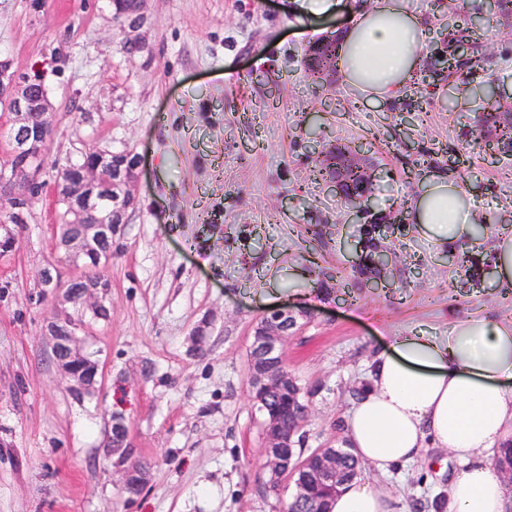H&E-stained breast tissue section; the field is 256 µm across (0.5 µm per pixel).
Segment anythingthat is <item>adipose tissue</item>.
Listing matches in <instances>:
<instances>
[{"mask_svg": "<svg viewBox=\"0 0 512 512\" xmlns=\"http://www.w3.org/2000/svg\"><path fill=\"white\" fill-rule=\"evenodd\" d=\"M429 39L408 0H374L356 8L342 34L339 69L364 100L383 103L405 88ZM410 216L434 245L474 244L477 214L457 180L427 179ZM344 436L362 466L381 472L413 462L429 445L451 452L460 467L444 512H505L488 456L512 443V321L467 317L444 337L422 329L391 337L369 364ZM394 503L390 491L359 477L335 497L332 512H396Z\"/></svg>", "mask_w": 512, "mask_h": 512, "instance_id": "obj_1", "label": "adipose tissue"}]
</instances>
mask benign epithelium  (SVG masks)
I'll list each match as a JSON object with an SVG mask.
<instances>
[{"label": "benign epithelium", "instance_id": "7a95c632", "mask_svg": "<svg viewBox=\"0 0 512 512\" xmlns=\"http://www.w3.org/2000/svg\"><path fill=\"white\" fill-rule=\"evenodd\" d=\"M336 36H325L315 41L306 58L312 68L324 65V51ZM0 95L5 109L13 115L9 157L22 160V172L13 175L9 183L12 201L30 203L33 192L44 174V146L47 132L30 123L31 114H50L54 107L50 98L36 90V79L20 77L10 66H0ZM140 158L134 152L125 154L122 161L112 164V154L102 153L96 168L74 169L67 177L57 180L56 192L65 199L72 223L83 228L75 240L65 239L58 247L84 258L92 253L99 242L112 237L118 228L100 220L88 223L95 209V202L102 195H111L115 210L127 211L134 206L130 186L139 175ZM109 169L112 178L103 180L100 169ZM340 197L357 199L352 184L346 180L343 169L335 168L328 176ZM109 295L105 279L95 282L81 281L80 300L92 308L102 310ZM83 322L70 314L59 311L48 324L47 332L53 339L54 361L64 370L74 395L82 396L96 382L97 363L83 355L77 345V332ZM301 328L299 313L284 306L267 311L253 326L252 342L247 358V377L252 401L264 411L265 457L262 468L268 475V487L277 488L284 480L294 484L295 493L290 501V512H304L306 502L318 496L322 512H331L330 501L340 487L351 480L341 466L344 451L340 448H318L303 458L297 451L303 440V426L307 408L301 402L302 388L288 368L284 346L288 337ZM133 448L129 441L128 426L119 415L112 416L104 457L119 467L122 492L129 501L137 498L148 479L140 464L128 460Z\"/></svg>", "mask_w": 512, "mask_h": 512}]
</instances>
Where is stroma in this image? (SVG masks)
<instances>
[{
	"label": "stroma",
	"instance_id": "stroma-1",
	"mask_svg": "<svg viewBox=\"0 0 512 512\" xmlns=\"http://www.w3.org/2000/svg\"><path fill=\"white\" fill-rule=\"evenodd\" d=\"M349 0L301 14L294 0H145L130 27L112 0H0V59L39 71L55 106L42 193L0 256V512H282L292 485L266 488L263 417L247 379L250 333L281 304L306 319L285 346L305 392L306 448L336 447L373 355L414 329L444 336L457 319H512L487 277L495 232L512 230V155L478 136L481 99L469 55H448L457 21L437 0H409L433 32L409 89L375 105L342 74L312 83L318 37L347 30ZM361 145L381 177L371 218L385 222L422 179L460 180L490 227L470 247L477 273L417 229L386 239L382 278L361 272L364 220L315 177L311 137ZM140 155L135 205L105 273L111 317L79 347L101 376L82 398L68 389L44 331L55 299L40 273L59 264L56 168L81 150ZM317 254L322 277L309 273ZM129 428L132 459L150 463L126 502L103 459L112 414ZM429 448L414 463L366 479L406 512H435L458 469Z\"/></svg>",
	"mask_w": 512,
	"mask_h": 512
}]
</instances>
